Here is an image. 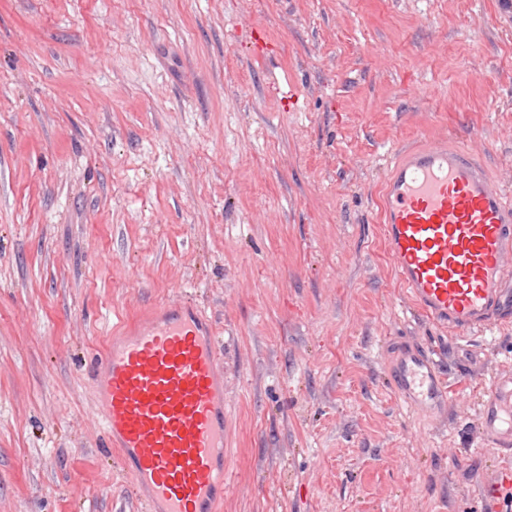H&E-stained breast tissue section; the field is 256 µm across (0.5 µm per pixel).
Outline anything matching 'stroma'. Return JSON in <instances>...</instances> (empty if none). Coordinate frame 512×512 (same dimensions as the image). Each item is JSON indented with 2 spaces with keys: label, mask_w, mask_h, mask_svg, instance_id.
Segmentation results:
<instances>
[{
  "label": "stroma",
  "mask_w": 512,
  "mask_h": 512,
  "mask_svg": "<svg viewBox=\"0 0 512 512\" xmlns=\"http://www.w3.org/2000/svg\"><path fill=\"white\" fill-rule=\"evenodd\" d=\"M512 194V0H0V512H144L91 362L182 298L214 325L222 512H503L475 403L512 321L452 338L400 288L395 150ZM411 339L437 421L390 382Z\"/></svg>",
  "instance_id": "stroma-1"
}]
</instances>
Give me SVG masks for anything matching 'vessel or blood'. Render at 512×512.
<instances>
[{
	"mask_svg": "<svg viewBox=\"0 0 512 512\" xmlns=\"http://www.w3.org/2000/svg\"><path fill=\"white\" fill-rule=\"evenodd\" d=\"M382 220L398 278L428 317L472 334L512 316V198L472 154L439 142L403 152L385 180ZM391 376L410 409L445 407L446 379L419 347L397 354ZM95 380L110 444L148 512H217L229 414L212 324L190 303L164 304L112 341ZM479 411L484 438L511 454V375Z\"/></svg>",
	"mask_w": 512,
	"mask_h": 512,
	"instance_id": "obj_1",
	"label": "vessel or blood"
}]
</instances>
